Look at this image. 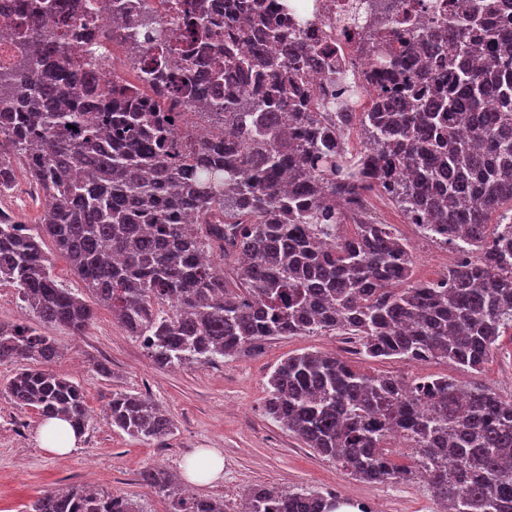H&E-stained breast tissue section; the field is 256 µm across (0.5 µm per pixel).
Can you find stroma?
<instances>
[{
    "mask_svg": "<svg viewBox=\"0 0 512 512\" xmlns=\"http://www.w3.org/2000/svg\"><path fill=\"white\" fill-rule=\"evenodd\" d=\"M0 204L25 224L38 223L44 203L24 174ZM370 214L392 225L412 246L414 276L431 280L454 260L452 248L432 242L405 224L389 203L372 199ZM61 349L56 372L80 383L90 415L77 446L59 458L37 439L43 422L37 411L16 406L5 387L17 364L0 363V512H27L41 493L80 485L136 501L142 512H170L166 497L142 484L148 467L168 472L179 490L196 497L223 500L227 512H239L250 488L263 485L289 491H333L379 508L380 512H437L429 485L420 477L382 484L357 480L336 461L306 448L287 427L265 414V389L271 372L286 357L305 351L332 352L356 370L405 379L446 375L462 383H478L503 396L512 395V338L499 347L480 372L445 362L375 361L353 352L335 333L281 336L259 342L248 352L211 363L161 367L141 339L125 333L110 310L100 307L84 335L72 336L57 326H44ZM106 363L111 377L95 370ZM143 395L173 421L174 433L162 443L135 439L113 428L104 411L112 392ZM212 448L224 458L220 479L192 484L184 477L188 456Z\"/></svg>",
    "mask_w": 512,
    "mask_h": 512,
    "instance_id": "obj_1",
    "label": "stroma"
}]
</instances>
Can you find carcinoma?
<instances>
[{
    "mask_svg": "<svg viewBox=\"0 0 512 512\" xmlns=\"http://www.w3.org/2000/svg\"><path fill=\"white\" fill-rule=\"evenodd\" d=\"M63 8L36 0L22 29L0 25L13 48L0 66V196L20 168L46 201L33 229L0 209V282L41 324L80 336L106 307L162 367L334 331L375 361L483 368L512 331V34L487 21L489 7L464 3L419 34L380 17L355 39L358 55L385 61L363 72L376 107L334 116L319 111L308 70L341 106L342 59L288 23L285 5L259 20L251 0L222 20L205 0H180L165 20L144 8L112 31L134 82L91 70L93 51L69 40ZM245 43L248 60L237 53ZM423 50L436 59L432 75L408 66ZM355 125L364 138L353 158ZM374 191L456 248L459 263L413 280L408 242L369 215ZM46 239L91 300L53 278ZM58 357L40 328L0 323V363L37 361L9 380L13 403L80 431L85 391L52 368ZM264 407L359 480L410 476L384 452L396 435L446 512H512V396L448 376L406 384L310 351L274 369ZM107 416L135 438L162 441L173 429L127 392L111 394ZM140 477L171 498V512H224L221 500L179 495L163 471ZM344 507L372 512L335 492L260 485L240 512ZM27 512L140 510L74 485Z\"/></svg>",
    "mask_w": 512,
    "mask_h": 512,
    "instance_id": "carcinoma-1",
    "label": "carcinoma"
}]
</instances>
